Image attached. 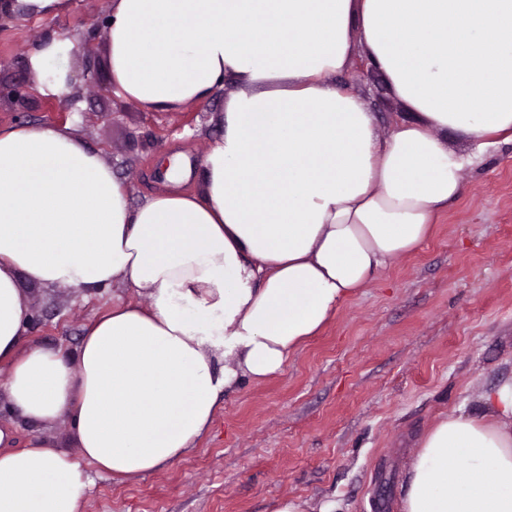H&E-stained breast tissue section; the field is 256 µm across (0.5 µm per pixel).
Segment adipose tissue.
I'll use <instances>...</instances> for the list:
<instances>
[{"label": "adipose tissue", "instance_id": "obj_1", "mask_svg": "<svg viewBox=\"0 0 512 512\" xmlns=\"http://www.w3.org/2000/svg\"><path fill=\"white\" fill-rule=\"evenodd\" d=\"M112 91L178 108L232 80L199 190L134 206L70 127L0 126V512H81L86 466L175 463L242 379L281 373L357 289L430 234L475 154L512 133V0H110ZM410 110L389 136L338 87L356 52ZM68 91L57 39L30 51ZM130 283L76 353L26 344L22 282ZM418 442L401 512H512V383ZM68 418L78 455L19 420Z\"/></svg>", "mask_w": 512, "mask_h": 512}]
</instances>
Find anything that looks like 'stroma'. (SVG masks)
Returning a JSON list of instances; mask_svg holds the SVG:
<instances>
[{"label": "stroma", "instance_id": "obj_1", "mask_svg": "<svg viewBox=\"0 0 512 512\" xmlns=\"http://www.w3.org/2000/svg\"><path fill=\"white\" fill-rule=\"evenodd\" d=\"M110 0H70L48 17L0 24V125H53L63 114L100 151L133 204L172 189L156 170L175 154L186 189L221 134L232 82L176 109H146L112 94ZM71 47L77 91L46 107L29 51L45 35ZM338 83L367 97L380 135L405 107L377 71L352 64ZM27 98L16 103L12 89ZM465 192L413 252L391 262L326 327L265 381L225 396L197 447L172 466L117 481L92 473L84 512H274L284 498L335 512H398L419 437L440 418L483 410L482 396L512 381V142L463 172ZM29 344L73 352L118 301L120 283L88 296L26 285Z\"/></svg>", "mask_w": 512, "mask_h": 512}]
</instances>
